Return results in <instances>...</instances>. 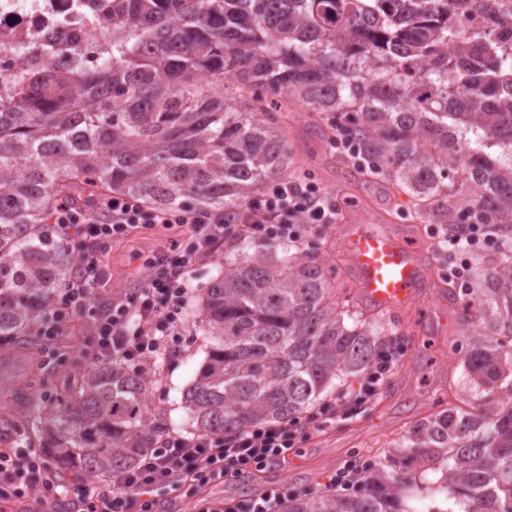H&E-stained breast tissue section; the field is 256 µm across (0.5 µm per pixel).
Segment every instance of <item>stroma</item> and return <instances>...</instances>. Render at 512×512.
<instances>
[{"instance_id":"stroma-1","label":"stroma","mask_w":512,"mask_h":512,"mask_svg":"<svg viewBox=\"0 0 512 512\" xmlns=\"http://www.w3.org/2000/svg\"><path fill=\"white\" fill-rule=\"evenodd\" d=\"M273 100L283 101L278 94ZM286 104L278 118L290 157L282 172L266 179L262 198H270L275 186L282 182L312 184L330 197L338 212L336 223L304 232L292 248H316L325 265L344 281L351 278L342 244L343 232L349 225L375 224L400 235L413 229L424 262L425 285L403 320L389 315L383 318L389 327L410 337L411 343L358 416L337 419L324 430L312 432L308 440L289 453L287 466L270 465L254 475L203 487L184 484L168 489L158 497L157 512H199L203 505L217 506L282 481L297 491H312L327 486L332 472L344 464H354L361 470L371 466L415 420L432 411L434 397L448 393L451 381L460 380L463 375L454 352L462 342L458 325L461 308L443 295L439 280L448 278L454 266L463 262L474 269L490 268L502 260L497 246L477 252L455 251L446 246L448 224L468 221L458 195L448 196L447 218L421 213L418 200L397 187L387 174L358 166L353 151L338 143V131L322 138L316 129V113L293 100ZM180 235L177 228L150 226L113 243L106 257L108 284L97 290L87 311L72 314L59 340L44 341L33 335L0 345V407L5 404L6 395L16 391L21 393L20 403L24 406L46 405L77 392L91 365L87 354L95 344L94 313L107 310L113 301L136 288L146 273V258ZM234 252V246H225L222 257L198 266L179 333L170 337L165 356L157 361L162 375L150 384L148 406L151 413L165 417L170 432H193L183 395L210 346L201 324L199 300L219 274L223 256Z\"/></svg>"}]
</instances>
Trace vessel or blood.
Returning a JSON list of instances; mask_svg holds the SVG:
<instances>
[{"instance_id": "1", "label": "vessel or blood", "mask_w": 512, "mask_h": 512, "mask_svg": "<svg viewBox=\"0 0 512 512\" xmlns=\"http://www.w3.org/2000/svg\"><path fill=\"white\" fill-rule=\"evenodd\" d=\"M345 246L363 299L390 315L404 313L421 282L416 253L393 235L370 224L352 226Z\"/></svg>"}]
</instances>
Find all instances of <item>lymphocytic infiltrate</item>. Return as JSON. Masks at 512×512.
Here are the masks:
<instances>
[{"label":"lymphocytic infiltrate","instance_id":"obj_1","mask_svg":"<svg viewBox=\"0 0 512 512\" xmlns=\"http://www.w3.org/2000/svg\"><path fill=\"white\" fill-rule=\"evenodd\" d=\"M335 218V206L315 186L285 183L276 186L271 199L251 203L231 216L190 206L155 210L114 194L83 206L60 202L52 212L53 230L65 246L74 247L77 272L55 300L40 333L49 339L61 334L73 311L83 309L97 288L106 285L109 276L103 256L114 239L146 225L183 227L188 232L186 242L172 241L169 248L146 259L149 272L134 291L94 319L93 363L102 365L116 358L147 368L163 353L167 336L187 303L192 271L201 261L243 236L295 240L299 223L330 224ZM390 371L388 360H378L357 389L344 391L295 420L224 434L165 436L138 467L113 473L109 493L65 483L52 474L45 454L28 448L1 450L0 502L36 493L44 501L68 496L78 512H153L160 489L187 480L200 485L232 481L255 468L286 464L289 452L310 432L323 430L333 419L360 414ZM295 494L293 487L281 483L256 496L202 507L201 512H280Z\"/></svg>","mask_w":512,"mask_h":512}]
</instances>
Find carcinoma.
I'll use <instances>...</instances> for the list:
<instances>
[{"label":"carcinoma","mask_w":512,"mask_h":512,"mask_svg":"<svg viewBox=\"0 0 512 512\" xmlns=\"http://www.w3.org/2000/svg\"><path fill=\"white\" fill-rule=\"evenodd\" d=\"M94 30L0 76V336H28L75 251L48 226L61 200L123 194L232 212L288 160L279 90L341 119L362 160L433 213L457 190L512 252V20L463 34L492 0H93ZM249 91L248 105L224 79ZM320 255L274 243L224 259L202 299L212 343L185 395L193 428L288 421L405 338L336 302ZM461 302L460 404L417 419L350 492H300L285 512H512V260ZM490 333H484V330ZM147 372H89L38 409L39 447L88 474L132 469L166 433ZM439 472L430 482L426 476Z\"/></svg>","instance_id":"carcinoma-1"}]
</instances>
